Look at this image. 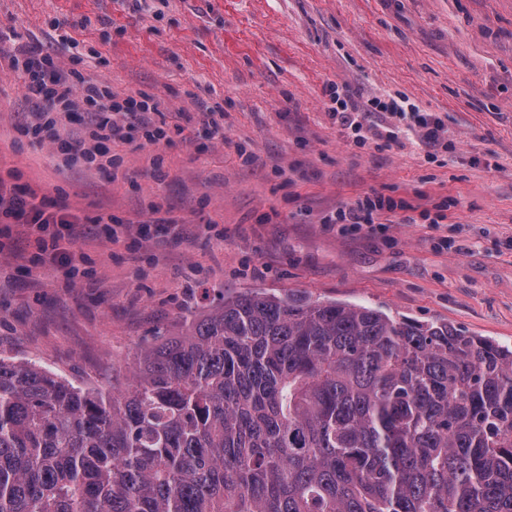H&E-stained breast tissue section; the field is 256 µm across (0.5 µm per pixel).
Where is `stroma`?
Masks as SVG:
<instances>
[{
    "label": "stroma",
    "mask_w": 512,
    "mask_h": 512,
    "mask_svg": "<svg viewBox=\"0 0 512 512\" xmlns=\"http://www.w3.org/2000/svg\"><path fill=\"white\" fill-rule=\"evenodd\" d=\"M0 35L117 99L157 100L166 132L126 129L114 169L64 164L0 70V177L77 220L68 259L45 263L25 226L0 223V357L122 388L188 310L250 291L512 346V0H0ZM332 83L432 113L447 151L415 134L353 146ZM204 103L220 131L198 122ZM368 196L398 208L359 231L327 223ZM425 209L441 222L405 223Z\"/></svg>",
    "instance_id": "obj_1"
}]
</instances>
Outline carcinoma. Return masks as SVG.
Wrapping results in <instances>:
<instances>
[{
    "instance_id": "cac0c4a2",
    "label": "carcinoma",
    "mask_w": 512,
    "mask_h": 512,
    "mask_svg": "<svg viewBox=\"0 0 512 512\" xmlns=\"http://www.w3.org/2000/svg\"><path fill=\"white\" fill-rule=\"evenodd\" d=\"M0 512H512V349L254 291L107 395L1 357Z\"/></svg>"
}]
</instances>
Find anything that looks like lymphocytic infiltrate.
Segmentation results:
<instances>
[{
  "label": "lymphocytic infiltrate",
  "instance_id": "1",
  "mask_svg": "<svg viewBox=\"0 0 512 512\" xmlns=\"http://www.w3.org/2000/svg\"><path fill=\"white\" fill-rule=\"evenodd\" d=\"M7 62L10 69L23 72L24 88L28 98L42 105L39 114L42 128L55 129L61 125L62 113L77 111L79 103L92 102L96 108L93 117L81 135H67L60 140V152L65 163H84L101 167L112 165L99 146L118 134L112 115L123 112L129 115L146 131V140L156 143L164 139L162 128L154 127L152 116L160 107L154 100H136L128 97L116 101L105 96L103 87L87 82L79 72L63 71L50 55L23 46H4L0 43V62ZM370 112L408 113L409 131L418 133L425 147L436 149L447 147L448 141L442 121L430 113L416 108H404L397 100L368 99L365 107H358L350 98H337L334 113L339 126L349 131L358 146H365L361 134L363 120ZM0 219L16 224L28 225L42 255L56 258L61 253L62 233L73 230L74 223L64 214L49 210L44 199L35 190L20 188L0 181Z\"/></svg>",
  "mask_w": 512,
  "mask_h": 512
}]
</instances>
